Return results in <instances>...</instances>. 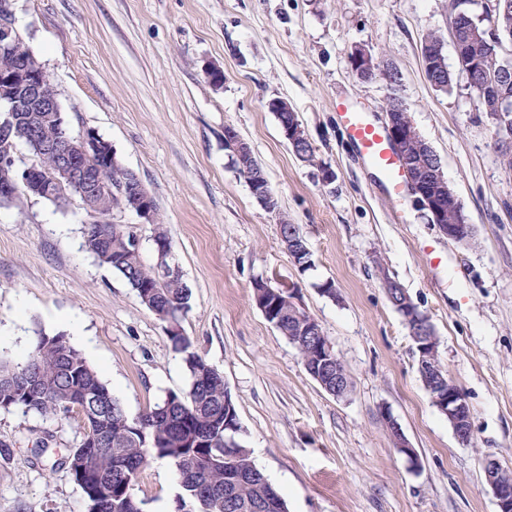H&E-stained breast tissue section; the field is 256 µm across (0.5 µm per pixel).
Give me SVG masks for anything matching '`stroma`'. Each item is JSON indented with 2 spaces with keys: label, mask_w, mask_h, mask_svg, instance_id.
I'll use <instances>...</instances> for the list:
<instances>
[{
  "label": "stroma",
  "mask_w": 512,
  "mask_h": 512,
  "mask_svg": "<svg viewBox=\"0 0 512 512\" xmlns=\"http://www.w3.org/2000/svg\"><path fill=\"white\" fill-rule=\"evenodd\" d=\"M449 0H17L15 26L53 79L72 131L92 129L153 198L189 286L180 321L193 351L224 376L256 466L288 512H497L483 473L512 467V137L482 111L462 77L427 80L421 45L456 55ZM362 47L399 74L397 88L352 74ZM217 65L224 83L205 74ZM397 92L439 155L476 229L448 240L414 197L389 201L384 175L348 139L336 105L386 123ZM288 100L316 149L300 160L267 103ZM233 127L262 164L280 204L264 210L224 145ZM335 180L324 181V171ZM312 253L299 271L280 219ZM88 216L28 196L0 206V359L24 362L38 333L62 335L130 416L188 392L184 356L136 292L83 248ZM441 263L430 266L422 248ZM397 280L432 324L438 356L471 408L461 446L432 404L412 332L389 302ZM295 289L352 381L342 399L305 371L297 349L251 300L255 278ZM333 282L337 296L323 295ZM415 448L410 462L386 427ZM84 434L79 413L42 420L0 410V512H85L57 461ZM173 464L154 460L134 494L143 512H175Z\"/></svg>",
  "instance_id": "1"
}]
</instances>
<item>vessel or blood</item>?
<instances>
[{"label":"vessel or blood","instance_id":"vessel-or-blood-1","mask_svg":"<svg viewBox=\"0 0 512 512\" xmlns=\"http://www.w3.org/2000/svg\"><path fill=\"white\" fill-rule=\"evenodd\" d=\"M350 141L360 155L371 166L381 171L386 178V192L395 203H403L407 184L401 170L399 158L392 148L386 132L370 114L351 103L336 106Z\"/></svg>","mask_w":512,"mask_h":512}]
</instances>
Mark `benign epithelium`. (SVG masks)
I'll return each instance as SVG.
<instances>
[{
	"label": "benign epithelium",
	"instance_id": "obj_1",
	"mask_svg": "<svg viewBox=\"0 0 512 512\" xmlns=\"http://www.w3.org/2000/svg\"><path fill=\"white\" fill-rule=\"evenodd\" d=\"M16 0H0V108L6 112L0 120V200L8 203L21 195L41 194L53 200L67 199L77 196L90 217L92 224H109L110 217L99 214L93 207L94 197L112 190V183L107 175L117 165L112 144L101 138L92 129L77 134L65 131V135L56 139L41 140L43 151L52 153L57 158L53 174L44 180L35 179L32 173L34 165L16 159L12 149L11 128L18 124H29L33 127L51 124L61 120L62 108L55 98H47L42 92V76L44 70L35 67H18L9 59L12 43L20 39L14 26V4ZM451 34L456 51L457 62L464 70L470 83L478 86L481 83V70L478 60L469 52L470 30L465 24H451ZM350 67L356 76L363 80L372 78L377 73L395 84L399 75L388 71L366 49L357 48L350 56ZM427 79L432 86L439 88L448 81L449 70L441 53H430L427 61ZM481 106L485 112L506 114L512 111V98L506 94L493 98H481ZM405 111L402 102L393 98V108L387 113V133L396 147L411 192L417 203L429 214L430 221L439 226L441 232L449 240L465 245L474 234V225L458 202L454 191L448 188L443 167L438 154L419 136L418 131L410 122L397 118L398 113ZM120 205L133 210L144 217L148 223H154V208L149 193L137 176H130L117 186ZM453 210L456 223L445 224L446 212ZM171 251L163 246L158 247L156 270L164 278L181 275L178 265L170 260ZM398 298H390L391 303L405 321L413 326V340L417 353L419 375L428 383V394L433 405L447 418L457 440L467 445L472 439L471 410L463 392L452 382L448 375L442 374L433 367L437 356V341L428 335L429 320L412 302L405 290L397 291ZM299 308L293 289H288V296L274 302L270 308L262 307L264 317H281ZM301 332L304 339L315 345L314 361L305 366L307 374L322 386L327 393L343 398L351 390V385L339 371V359L333 343L327 338L317 340L320 325L310 317L302 323ZM387 423L394 437L396 448L410 461L417 460V453L410 442L400 431L392 418ZM483 472L485 481L492 489L497 502L498 512H512V470L503 466L497 459H484Z\"/></svg>",
	"mask_w": 512,
	"mask_h": 512
}]
</instances>
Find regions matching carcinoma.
Wrapping results in <instances>:
<instances>
[{
    "label": "carcinoma",
    "mask_w": 512,
    "mask_h": 512,
    "mask_svg": "<svg viewBox=\"0 0 512 512\" xmlns=\"http://www.w3.org/2000/svg\"><path fill=\"white\" fill-rule=\"evenodd\" d=\"M512 30V13L506 17L485 13L478 22L481 39H486V24ZM482 61L481 73L492 80L504 65L503 48L486 51L476 43ZM288 122L303 144L299 156L309 161L315 148L297 113H288ZM54 124L38 135L26 125L14 128L13 140L24 144L36 159V176L43 178L54 170V155L39 148L42 136L62 135ZM235 164L246 182L264 172L252 152L235 157ZM84 248L99 264L121 275L139 297L141 303L169 328L174 348L184 354L190 375L188 394L170 391L165 398L142 415L130 417L123 405L112 396L98 371L60 335L40 333L33 349L22 364L0 360V380L16 379L29 373L45 380L43 389L31 394L16 386L0 392V410L19 409L25 414L43 418L66 413L64 405L71 401L81 405L84 434L79 444L70 449L61 465L81 488L86 512H141L140 502L125 491L137 482L140 474L154 458L170 460L181 477L182 492L178 510L190 512H288L283 496L272 498L270 483L256 467L247 448L234 449L232 469L234 483L226 484L224 473L225 442L238 434L229 431L224 413V398L230 391L224 377L192 350L191 341L180 331V318L189 309L191 291L183 280L161 281L155 266L146 265L141 249L129 242L126 228L117 224H89L84 232ZM299 319H282L281 334L293 344L302 361H309L310 345L295 339ZM88 461L91 474L79 472V462Z\"/></svg>",
    "instance_id": "1"
}]
</instances>
